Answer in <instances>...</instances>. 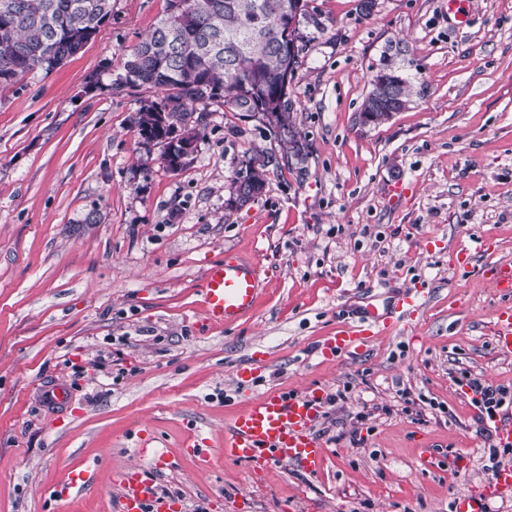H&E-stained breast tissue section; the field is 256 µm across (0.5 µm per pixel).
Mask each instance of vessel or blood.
Returning a JSON list of instances; mask_svg holds the SVG:
<instances>
[{
    "instance_id": "b4317fda",
    "label": "vessel or blood",
    "mask_w": 512,
    "mask_h": 512,
    "mask_svg": "<svg viewBox=\"0 0 512 512\" xmlns=\"http://www.w3.org/2000/svg\"><path fill=\"white\" fill-rule=\"evenodd\" d=\"M487 273L504 304L496 313L494 348L512 356V263H496ZM261 294V271L244 257L210 265L202 288L203 309L210 323L230 324L247 316ZM421 305L419 289L398 294L384 306L368 302L354 322L338 326L322 346L324 356L358 352L383 332L411 318ZM321 392L302 396L262 392L248 397L224 435V458L263 465L285 463L313 474L325 462L326 448L314 432ZM488 423L497 447H512V413L495 412ZM151 467L124 473L120 479V512H172L171 500L158 493L157 474L163 456L152 453ZM512 497V465L501 467L484 485L482 496L457 499L455 512H483V498Z\"/></svg>"
}]
</instances>
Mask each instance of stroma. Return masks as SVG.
<instances>
[{
	"mask_svg": "<svg viewBox=\"0 0 512 512\" xmlns=\"http://www.w3.org/2000/svg\"><path fill=\"white\" fill-rule=\"evenodd\" d=\"M167 6L112 0L76 56L0 84V512H119L145 438L174 512H451L488 481L492 443L461 381L512 386L485 273L512 262V0H467L460 17L448 0H309L288 89L303 155L218 99L177 171L137 126L162 92L115 87ZM388 70L409 103L362 124ZM254 157L266 187L240 205L231 181ZM239 255L261 269L257 305L209 324L205 272ZM402 288L424 291L413 318L323 357L344 311ZM279 389L334 398L320 472L200 464L189 440L217 444L250 395ZM85 467L93 479L58 502Z\"/></svg>",
	"mask_w": 512,
	"mask_h": 512,
	"instance_id": "stroma-1",
	"label": "stroma"
}]
</instances>
